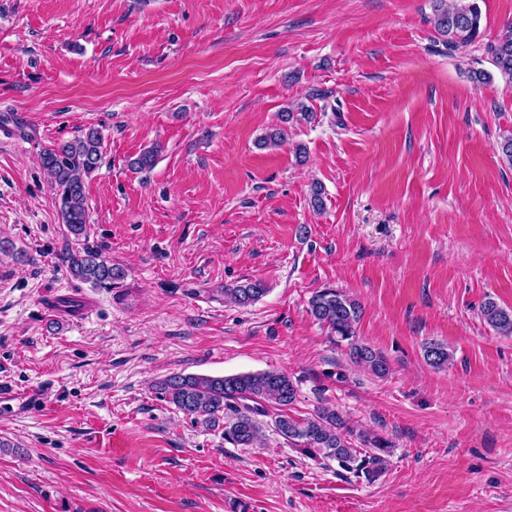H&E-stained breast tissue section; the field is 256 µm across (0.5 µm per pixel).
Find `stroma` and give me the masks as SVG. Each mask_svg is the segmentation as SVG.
<instances>
[{"label":"stroma","mask_w":512,"mask_h":512,"mask_svg":"<svg viewBox=\"0 0 512 512\" xmlns=\"http://www.w3.org/2000/svg\"><path fill=\"white\" fill-rule=\"evenodd\" d=\"M479 5V38L452 48L432 0H0V387L45 394L0 410V512H512V336L479 312L512 309V87L473 77L512 0ZM296 101L314 119L258 148ZM90 127L79 242L39 154ZM82 245L118 287L70 276ZM246 279L266 294L226 302ZM329 286L360 302L387 377L308 313ZM56 290L97 308L56 318ZM263 370L296 382L292 416L332 406L390 440L387 471L345 481L271 432L233 447L154 388ZM221 292L224 293V298H228L231 303L247 306L258 301L267 292V288L262 281L246 280L234 285L226 284ZM423 350L426 363L436 369L448 366V362L453 358L448 346L437 341L426 342L423 346Z\"/></svg>","instance_id":"35a3bbf8"}]
</instances>
